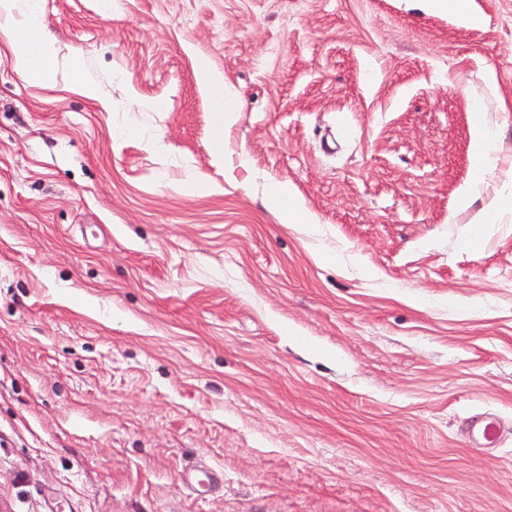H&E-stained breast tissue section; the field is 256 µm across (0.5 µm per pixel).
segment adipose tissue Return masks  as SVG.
Here are the masks:
<instances>
[{
    "label": "adipose tissue",
    "instance_id": "1",
    "mask_svg": "<svg viewBox=\"0 0 512 512\" xmlns=\"http://www.w3.org/2000/svg\"><path fill=\"white\" fill-rule=\"evenodd\" d=\"M16 2L0 0V30H7L17 48L14 67L24 77H49L52 72L49 59L53 47L44 30L38 0H24L26 9L20 14L15 11ZM197 77L209 90L214 112L213 141L216 145H223L224 128L236 110V103L224 92L223 76L215 73L208 63H199ZM495 154L494 133L482 119H475L470 175L460 192V205H467L470 197L483 183L485 174L494 168Z\"/></svg>",
    "mask_w": 512,
    "mask_h": 512
}]
</instances>
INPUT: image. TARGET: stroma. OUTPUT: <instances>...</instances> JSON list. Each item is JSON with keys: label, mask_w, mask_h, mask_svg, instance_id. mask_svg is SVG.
<instances>
[{"label": "stroma", "mask_w": 512, "mask_h": 512, "mask_svg": "<svg viewBox=\"0 0 512 512\" xmlns=\"http://www.w3.org/2000/svg\"><path fill=\"white\" fill-rule=\"evenodd\" d=\"M40 9L51 81L0 32V512H512V0ZM424 8L432 14H454L474 23L477 20L471 10L470 0H422ZM197 78L204 83L213 106V141L218 147L224 145V128L232 114L236 112V103L224 93V77L215 73L208 63L202 61L197 67ZM474 117V148L471 156L470 175L466 185L461 189L459 205L466 206L470 197L477 192L484 182V176L495 166V134L483 123L480 112Z\"/></svg>", "instance_id": "35a3bbf8"}]
</instances>
